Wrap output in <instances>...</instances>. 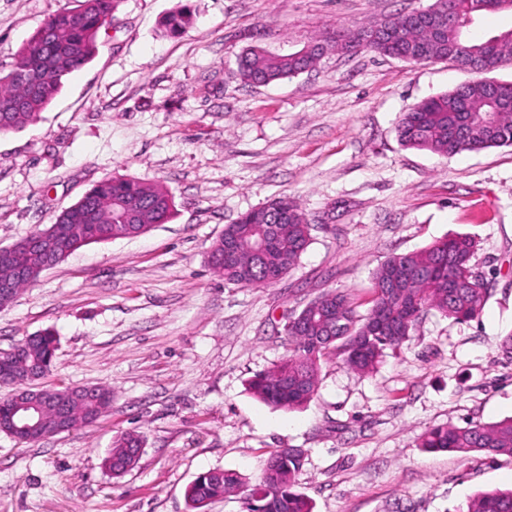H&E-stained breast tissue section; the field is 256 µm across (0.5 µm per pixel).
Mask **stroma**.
Returning <instances> with one entry per match:
<instances>
[{
  "label": "stroma",
  "instance_id": "1",
  "mask_svg": "<svg viewBox=\"0 0 512 512\" xmlns=\"http://www.w3.org/2000/svg\"><path fill=\"white\" fill-rule=\"evenodd\" d=\"M431 0H116L112 25L39 118L0 134V247L54 224L98 182L163 186L174 216L135 238L92 243L0 310V350L53 330L38 385L100 386L96 422L24 442L0 432V512H190L188 485L212 469L258 483L273 448H301L314 512H456L512 487V459L429 452L444 424L512 415V146L446 158L404 147L395 126L422 100L475 80L456 63L327 53L265 86L235 73L243 50L286 54L326 30ZM79 0H0V67L45 19ZM193 24L162 34L171 11ZM294 198L310 244L276 284L225 283L208 252L225 224ZM463 234L491 291L482 315L426 313L412 340L368 375L322 364L305 407L280 410L248 387L286 354L283 324L321 292L370 300L394 254ZM143 437L120 478L103 460Z\"/></svg>",
  "mask_w": 512,
  "mask_h": 512
}]
</instances>
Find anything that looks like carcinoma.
Returning a JSON list of instances; mask_svg holds the SVG:
<instances>
[{"label": "carcinoma", "mask_w": 512, "mask_h": 512, "mask_svg": "<svg viewBox=\"0 0 512 512\" xmlns=\"http://www.w3.org/2000/svg\"><path fill=\"white\" fill-rule=\"evenodd\" d=\"M115 0H82L73 10L49 16L13 57L10 70L0 74V134L15 131L34 121L59 93L63 78L88 63L98 50V38L112 19ZM427 9L452 18L441 29L420 23L416 12L390 18L377 39L363 40L367 26L328 31L298 51L273 54L261 48L244 51L237 60V74L246 84L266 85L291 78L314 67L325 51L346 53L350 42L359 49L396 57L408 62L453 61L477 73L486 58L496 69L512 59V29L487 40L469 36L471 0H432ZM193 23L186 8L171 12L162 22V32L175 36ZM509 106L502 107V102ZM396 134L408 148L443 157L479 152L491 147L512 146V82L480 78L448 92L425 99L402 114ZM138 224H165L174 214L169 193L127 177H113L93 186L74 205L62 211L56 222L66 224V239L60 241V262L80 248L128 231L123 219L129 212ZM272 236L273 258L282 273L299 260L310 242V224L296 200L274 198L224 225V237L210 250V265L227 284L267 286L266 264L255 254V246ZM477 242L457 234L411 253L396 254L372 272L371 301L366 312L358 310L351 297L326 290L300 311L308 324L284 328L289 353L273 368L255 374L249 388L263 403L293 410L308 404L318 389L321 363L336 359L358 373H371L384 361L387 351L402 347L430 310L456 322L478 318L489 295L488 283L474 271L472 257ZM46 255L20 246L16 262L27 275L14 282L15 291L37 281ZM334 309L336 326L328 327L320 311ZM57 339L44 330L24 343L17 361L19 378L49 372ZM96 406L75 392L69 397L71 427L96 421L112 405V392L100 389ZM143 444L129 433L120 437L104 459L114 476L136 460L129 449ZM419 447L455 452L463 457L473 452L512 458V417L493 422H470L464 426L440 425L427 430ZM304 451L271 450L259 483L249 485L237 473L223 470L200 474L185 496L192 512L205 508L229 492L240 495L243 512H313L311 498L298 490ZM458 512H512V489L488 490L470 499Z\"/></svg>", "instance_id": "1"}]
</instances>
